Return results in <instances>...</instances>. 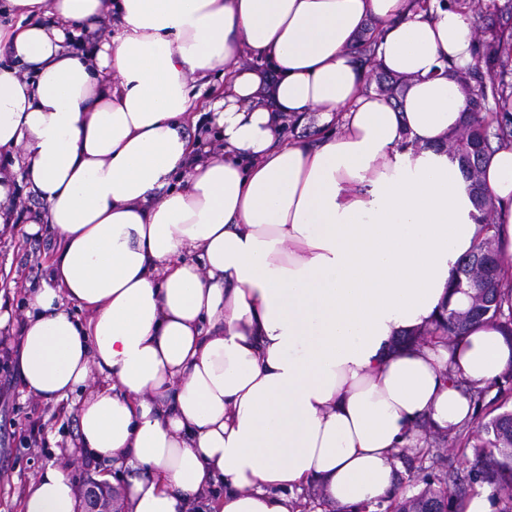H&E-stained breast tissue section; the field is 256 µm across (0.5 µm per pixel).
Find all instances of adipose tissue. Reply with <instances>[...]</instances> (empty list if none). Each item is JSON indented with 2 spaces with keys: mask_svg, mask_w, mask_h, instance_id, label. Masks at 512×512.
<instances>
[{
  "mask_svg": "<svg viewBox=\"0 0 512 512\" xmlns=\"http://www.w3.org/2000/svg\"><path fill=\"white\" fill-rule=\"evenodd\" d=\"M408 2L7 0L0 224L21 181L42 204L29 233L49 225L56 247L26 320L0 306V334L25 394L85 388L77 445L125 470L124 512H296L309 483L338 507L376 500L421 424L471 418L446 365L483 385L512 363L490 326L453 350L414 341L465 308L451 282L480 224L442 147L476 31ZM372 25L382 68L407 80L395 103L355 52ZM219 67L200 103L190 76ZM201 107L222 154L188 133ZM287 122L323 133L288 138ZM482 180L511 258L512 142ZM78 505L50 468L22 512Z\"/></svg>",
  "mask_w": 512,
  "mask_h": 512,
  "instance_id": "adipose-tissue-1",
  "label": "adipose tissue"
}]
</instances>
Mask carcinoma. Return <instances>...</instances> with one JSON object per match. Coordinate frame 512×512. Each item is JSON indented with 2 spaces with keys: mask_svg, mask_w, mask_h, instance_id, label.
Wrapping results in <instances>:
<instances>
[{
  "mask_svg": "<svg viewBox=\"0 0 512 512\" xmlns=\"http://www.w3.org/2000/svg\"><path fill=\"white\" fill-rule=\"evenodd\" d=\"M493 21L481 45L480 63L457 73L469 98V112L461 128L446 141L448 156L457 161L469 182L476 209L485 223L483 236L469 260L456 268L453 288L469 299L464 311L444 310L433 326L423 330L415 341L429 345L458 341L469 329L483 323L512 333V288L500 277L502 263L494 248L495 231L490 223L492 199L481 180V168L492 141H512V118L494 112L490 104L512 100V2L503 5L492 0ZM377 39L363 38L357 47L360 61L376 69V90L391 100L402 94L407 80L390 76L380 69L376 57ZM483 277L493 280L494 288L485 292L476 287ZM447 377L464 387L476 403L483 400L487 387ZM501 412L487 421L477 422L459 444L463 455L474 462L467 475L449 479L439 471L444 465L440 445L448 436L425 435L423 445L415 446L414 461L407 465L408 477L396 473L393 493L361 506L358 512H461L460 504L477 489H490L497 512H512V409L500 405Z\"/></svg>",
  "mask_w": 512,
  "mask_h": 512,
  "instance_id": "carcinoma-1",
  "label": "carcinoma"
}]
</instances>
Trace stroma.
I'll use <instances>...</instances> for the list:
<instances>
[{
	"label": "stroma",
	"mask_w": 512,
	"mask_h": 512,
	"mask_svg": "<svg viewBox=\"0 0 512 512\" xmlns=\"http://www.w3.org/2000/svg\"><path fill=\"white\" fill-rule=\"evenodd\" d=\"M13 205L19 222L0 228V303L21 319L29 292L42 287L46 279L55 239L46 227L36 235L26 232L28 217L41 208L32 191L21 190ZM4 380L0 371V382ZM9 383V406L0 409V512H22L28 485L49 466L63 470L79 488L90 479L113 476L111 461L101 459L96 466H86L80 449L74 448L77 421L68 401L45 403L21 392L18 380ZM36 419L43 426L44 445L29 448L25 445L29 424Z\"/></svg>",
	"instance_id": "35a3bbf8"
}]
</instances>
